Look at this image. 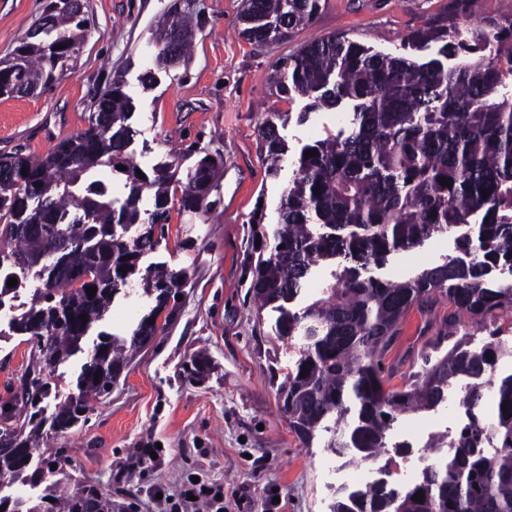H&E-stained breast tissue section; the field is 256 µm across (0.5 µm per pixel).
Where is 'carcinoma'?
<instances>
[{
	"label": "carcinoma",
	"instance_id": "1",
	"mask_svg": "<svg viewBox=\"0 0 512 512\" xmlns=\"http://www.w3.org/2000/svg\"><path fill=\"white\" fill-rule=\"evenodd\" d=\"M322 0H243L238 35L254 46L287 41L315 20ZM87 12L45 6L14 49L0 60V98L37 94L74 72L68 47L83 41ZM194 12L163 14L153 26L156 63L170 67L193 45ZM63 44L57 51L52 46ZM434 44L437 58L420 63L407 51L373 52L345 34L318 38L283 58L270 80L279 95L312 98L310 109H333L354 102L345 135L307 145L293 162V178L278 209L276 245L255 266L250 291L257 310L280 312L278 335L301 337L294 368L280 386L283 410L301 441L307 443L327 420L351 418L328 448L365 460L385 459L391 467L387 432L399 416L436 409L448 391L461 387L459 406L468 422L456 433L450 460L425 467L412 487L381 484L336 498L332 512H512V374L495 378V367L512 347L497 331L481 346L456 340L448 353L407 377L400 388L387 382L385 358L398 339L405 314L414 306L441 299L455 307L443 337L458 333L456 313L487 329L512 320V24H487L468 37L444 17L430 20L408 36L415 49ZM122 75L88 104V127L45 155L18 151L0 156V306L17 261H33L46 249L49 230L73 240L70 264L90 276L78 282L52 268L50 287L40 288L30 306L13 316L15 332L33 344L40 372L80 350L83 337L102 319L112 299L139 274L143 254L160 246L174 203L184 211L207 205L217 161L205 155L180 185L172 188L171 166L137 175L125 156L132 128V98ZM268 173L277 177L288 145L272 119L260 128ZM316 150L312 157L305 152ZM125 167L127 193L115 196L99 174L101 166ZM47 192L46 209L26 205L12 175L22 169ZM452 183L447 187L442 180ZM489 196L484 198L482 193ZM159 235H153V229ZM435 233H454L459 255L405 280H383L364 272L387 256L421 245ZM128 256L130 260L121 261ZM341 258L351 262L332 274L333 283L300 313L286 304L299 295L313 267ZM126 271H119L120 267ZM156 304L130 340L104 335L77 382L78 393L59 406L54 431L86 419L90 400L108 392L127 364L128 352L159 332L150 318L178 304L188 277L183 269L162 266L141 276ZM94 287V296L87 288ZM87 319L80 320L81 315ZM100 379H95L96 372ZM21 393L25 415L0 405V480L22 478L28 457L43 435L42 403L52 391L49 379L25 373ZM495 413L487 423L476 410L487 395ZM508 412H503L502 407ZM493 440L495 452L479 451ZM423 491L424 500L412 497ZM22 498L0 497V512H42ZM47 510V509H45ZM47 512H105L101 500L72 495Z\"/></svg>",
	"mask_w": 512,
	"mask_h": 512
}]
</instances>
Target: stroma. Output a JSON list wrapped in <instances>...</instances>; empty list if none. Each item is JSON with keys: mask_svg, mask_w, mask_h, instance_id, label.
Returning <instances> with one entry per match:
<instances>
[{"mask_svg": "<svg viewBox=\"0 0 512 512\" xmlns=\"http://www.w3.org/2000/svg\"><path fill=\"white\" fill-rule=\"evenodd\" d=\"M48 0H0V59L10 57L19 40L41 15ZM89 26L74 74L39 95L0 99V154L25 148L43 155L59 141L87 127V105L112 72H122L135 105L129 147L145 173L165 162L177 178L202 154L213 155L219 169L207 210L173 213L166 238L141 266L187 269L183 299L164 332L132 358L110 393L93 401L85 422L55 433L45 431L30 466L43 481L15 482L14 490L37 498L46 488L66 496L78 491L109 494L113 505L138 503L154 484L176 486L183 476L201 473L225 488L246 492L242 512H261L268 494L278 493L283 512H328L335 488L358 487L367 464L332 453L329 432L319 431L304 444L288 426L278 390L299 357L301 339L276 333V311L256 312L248 276L259 258L268 257L278 230V207L292 174L284 164L279 178L267 175L259 130L268 113H280L278 128L292 154L304 145L346 132L351 106L321 109L307 122L297 116L307 101L286 100L269 85L279 60L315 39L348 36L375 51L392 52L426 18L456 12L457 0H326L317 19L285 42L253 46L237 35L242 0H194L199 28L192 54L177 66H155L152 25L173 0H87ZM153 71L154 80L140 78ZM263 210L262 224L252 222ZM453 235L428 240L422 247L389 256L373 269L382 279L401 280L455 256ZM154 305L137 286L117 295L103 319L91 327L80 351L60 364L55 381L61 394L75 391L83 364L101 334L130 335ZM448 316L447 301L432 309H411L400 338L385 364L402 386L408 370H420L425 358L445 354L432 341ZM31 345L0 320V403L22 391ZM206 365L198 376L187 367L197 356ZM456 400L437 410L399 419L390 443L405 449L383 478L411 486L432 463L431 436L455 437L461 425ZM158 448V465L127 472L139 448ZM61 453L57 468L47 466Z\"/></svg>", "mask_w": 512, "mask_h": 512, "instance_id": "35a3bbf8", "label": "stroma"}]
</instances>
